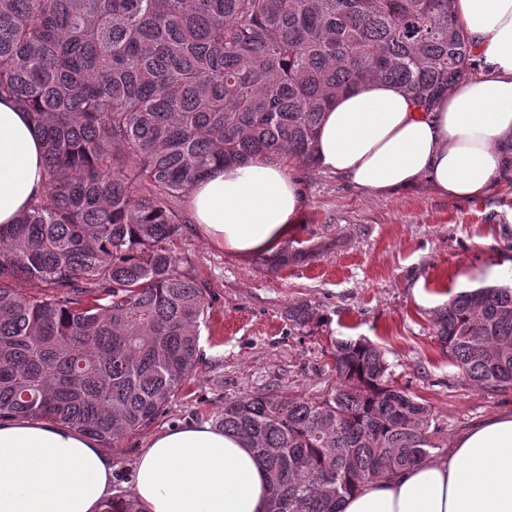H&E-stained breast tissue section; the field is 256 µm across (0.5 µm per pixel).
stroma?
Wrapping results in <instances>:
<instances>
[{
	"label": "stroma",
	"instance_id": "35a3bbf8",
	"mask_svg": "<svg viewBox=\"0 0 512 512\" xmlns=\"http://www.w3.org/2000/svg\"><path fill=\"white\" fill-rule=\"evenodd\" d=\"M305 190L301 222L286 247L297 261L272 271L208 243L196 224L182 250L212 297L197 370L162 414L112 442L114 494H133L136 460L167 427L214 420L226 399L254 391L315 397L335 381V338L379 344L392 379L426 403L437 453L498 414L512 389H483L458 375L432 333L435 310L458 292L505 283L512 273V175L483 198L451 200L421 183L411 194L374 196L321 167L290 165ZM316 307L321 322L292 327L289 304Z\"/></svg>",
	"mask_w": 512,
	"mask_h": 512
}]
</instances>
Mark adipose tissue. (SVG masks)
Segmentation results:
<instances>
[{"label":"adipose tissue","instance_id":"ef3b65f1","mask_svg":"<svg viewBox=\"0 0 512 512\" xmlns=\"http://www.w3.org/2000/svg\"><path fill=\"white\" fill-rule=\"evenodd\" d=\"M483 75L465 78L434 111L381 80L332 101L317 134L326 171L377 196L428 182L451 199L487 195L512 136V0H455ZM43 141L26 112L0 98V224L14 223L41 189ZM304 195L280 163L262 157L213 169L190 193L208 242L243 257L291 237ZM134 492L143 512H266L263 465L214 423L156 434L139 456ZM112 462L96 439L45 418L0 419V512H101ZM341 512H512V415L472 427L448 453L345 497Z\"/></svg>","mask_w":512,"mask_h":512}]
</instances>
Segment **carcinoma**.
Here are the masks:
<instances>
[{
  "mask_svg": "<svg viewBox=\"0 0 512 512\" xmlns=\"http://www.w3.org/2000/svg\"><path fill=\"white\" fill-rule=\"evenodd\" d=\"M453 0H0V95L41 130V191L0 226V418L41 417L108 446L196 369L209 289L175 249L213 167L318 164L329 102L372 80L425 112L474 66ZM297 329L318 322L288 307ZM435 337L465 380L512 387V286L459 292ZM319 397L246 393L216 424L247 440L269 512L343 498L434 447L427 405L366 338L330 351ZM102 512H142L114 496Z\"/></svg>",
  "mask_w": 512,
  "mask_h": 512,
  "instance_id": "obj_1",
  "label": "carcinoma"
}]
</instances>
